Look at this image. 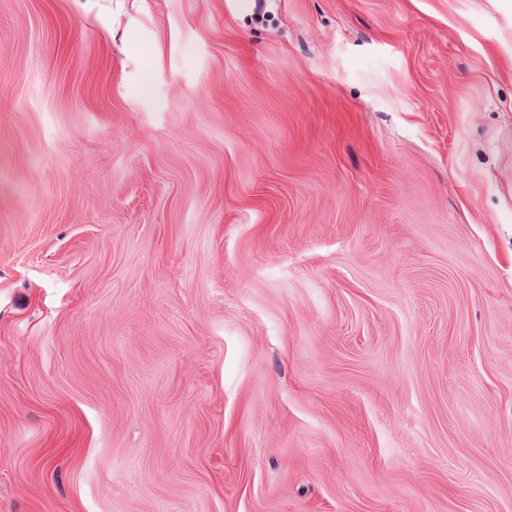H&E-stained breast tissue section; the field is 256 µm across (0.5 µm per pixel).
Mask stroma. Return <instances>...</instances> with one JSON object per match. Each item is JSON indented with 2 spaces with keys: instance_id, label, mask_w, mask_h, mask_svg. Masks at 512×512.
<instances>
[{
  "instance_id": "obj_1",
  "label": "stroma",
  "mask_w": 512,
  "mask_h": 512,
  "mask_svg": "<svg viewBox=\"0 0 512 512\" xmlns=\"http://www.w3.org/2000/svg\"><path fill=\"white\" fill-rule=\"evenodd\" d=\"M0 512H512V0H0Z\"/></svg>"
}]
</instances>
